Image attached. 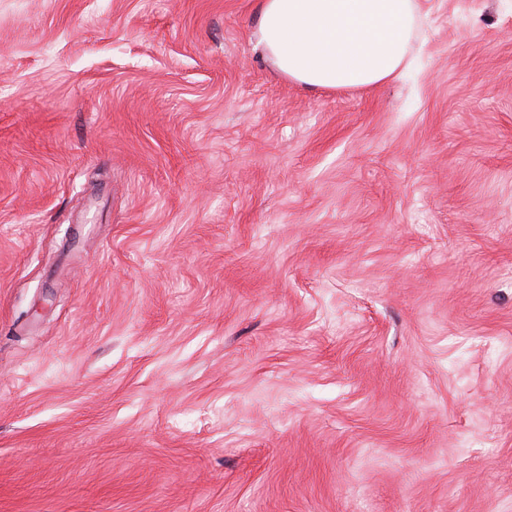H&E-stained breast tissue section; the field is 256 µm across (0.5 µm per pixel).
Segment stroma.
Here are the masks:
<instances>
[{
	"mask_svg": "<svg viewBox=\"0 0 512 512\" xmlns=\"http://www.w3.org/2000/svg\"><path fill=\"white\" fill-rule=\"evenodd\" d=\"M419 5L0 0V512H512V0ZM418 24V0H260L258 37L286 78L336 90L398 77Z\"/></svg>",
	"mask_w": 512,
	"mask_h": 512,
	"instance_id": "obj_1",
	"label": "stroma"
}]
</instances>
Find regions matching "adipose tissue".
Masks as SVG:
<instances>
[{"label": "adipose tissue", "mask_w": 512, "mask_h": 512, "mask_svg": "<svg viewBox=\"0 0 512 512\" xmlns=\"http://www.w3.org/2000/svg\"><path fill=\"white\" fill-rule=\"evenodd\" d=\"M418 24V0H260L258 37L286 78L336 90L398 77Z\"/></svg>", "instance_id": "obj_1"}]
</instances>
